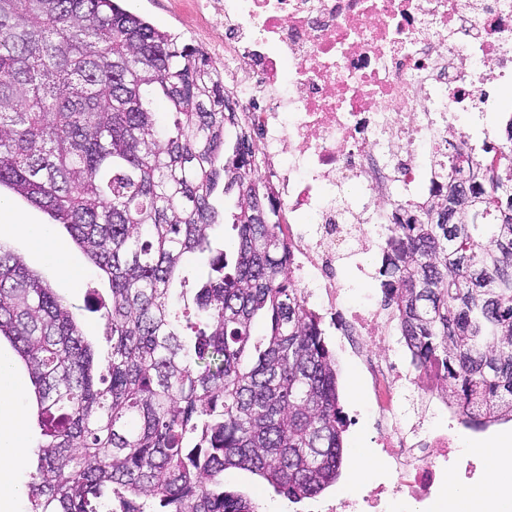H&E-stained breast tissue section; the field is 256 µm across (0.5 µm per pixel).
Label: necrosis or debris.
Listing matches in <instances>:
<instances>
[{"instance_id": "necrosis-or-debris-1", "label": "necrosis or debris", "mask_w": 512, "mask_h": 512, "mask_svg": "<svg viewBox=\"0 0 512 512\" xmlns=\"http://www.w3.org/2000/svg\"><path fill=\"white\" fill-rule=\"evenodd\" d=\"M224 24V71L239 116L257 136L263 177L288 229L291 279L336 321L340 353L364 366L370 417L389 473L354 500L323 512H384L388 496L433 499L453 467L477 462L458 447V412L435 393L436 375L401 356L404 337L368 333L383 309L345 304L336 271L358 237L384 247L393 213L413 211L444 178L449 130L472 141L496 132L477 115L495 111L492 86L512 85V0H206ZM290 151L291 167L280 155ZM365 195L340 208L350 186ZM427 395L430 423L411 421L410 388Z\"/></svg>"}]
</instances>
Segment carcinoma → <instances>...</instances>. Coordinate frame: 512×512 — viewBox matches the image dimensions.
<instances>
[{"label":"carcinoma","instance_id":"obj_1","mask_svg":"<svg viewBox=\"0 0 512 512\" xmlns=\"http://www.w3.org/2000/svg\"><path fill=\"white\" fill-rule=\"evenodd\" d=\"M447 179L396 219L379 274L416 363L478 428L512 420V119L480 153L448 140ZM2 187L66 225L111 291L98 376L72 307L0 242V336L41 429L28 512H256L225 490L232 468L295 501L336 483V358L205 55L118 0H0ZM192 256L209 272L190 289Z\"/></svg>","mask_w":512,"mask_h":512}]
</instances>
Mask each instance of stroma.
I'll return each mask as SVG.
<instances>
[{
	"mask_svg": "<svg viewBox=\"0 0 512 512\" xmlns=\"http://www.w3.org/2000/svg\"><path fill=\"white\" fill-rule=\"evenodd\" d=\"M124 8L147 19L156 28L177 35L183 42L201 51L221 46L224 28L210 25L200 18L198 0H124ZM52 225L57 240L64 242L61 263L49 261L45 254L36 251L25 231L29 225ZM0 241L19 254L26 265L43 276L53 290L67 299L75 308L86 335L92 336L98 357H105L106 342L103 338V321L98 313L88 311L93 294L108 295L107 277L87 261L75 244L71 243L63 225L51 224L49 216L10 191L0 192ZM77 270L71 279L62 272L63 267ZM0 358L11 364L10 374L19 389L18 407L26 421V438L34 440L36 426V401L30 376L11 343L0 339ZM336 366L341 405L345 414H358V422L349 424L344 436V464L336 484L319 495L320 501L329 503L357 496L359 487L351 483V462L357 449H365L373 460L366 475L367 481L379 479L384 474L383 464L376 458V437L366 406V386L360 362L352 357L337 355ZM226 489L243 494L258 506V512H309L310 500L294 503L274 492L259 476L240 469L228 470L224 475Z\"/></svg>",
	"mask_w": 512,
	"mask_h": 512,
	"instance_id": "stroma-1",
	"label": "stroma"
}]
</instances>
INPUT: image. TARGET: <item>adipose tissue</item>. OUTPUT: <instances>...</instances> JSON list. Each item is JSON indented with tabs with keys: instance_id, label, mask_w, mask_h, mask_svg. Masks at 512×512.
Returning <instances> with one entry per match:
<instances>
[{
	"instance_id": "1",
	"label": "adipose tissue",
	"mask_w": 512,
	"mask_h": 512,
	"mask_svg": "<svg viewBox=\"0 0 512 512\" xmlns=\"http://www.w3.org/2000/svg\"><path fill=\"white\" fill-rule=\"evenodd\" d=\"M17 391L9 372L0 365V512H12L16 490L10 471L18 464L24 448L21 414L15 407Z\"/></svg>"
}]
</instances>
